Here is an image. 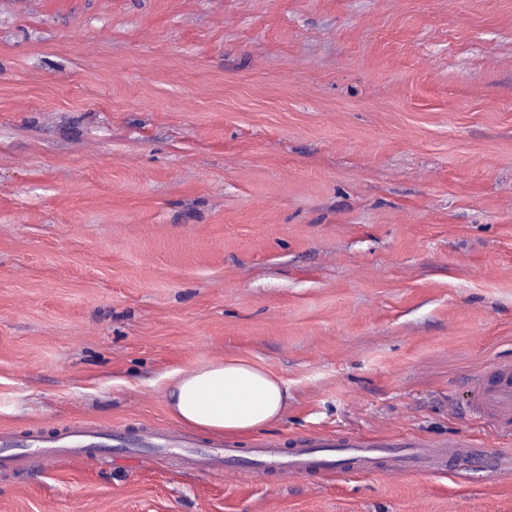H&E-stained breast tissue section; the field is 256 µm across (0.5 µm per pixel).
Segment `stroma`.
<instances>
[{"label": "stroma", "instance_id": "obj_1", "mask_svg": "<svg viewBox=\"0 0 512 512\" xmlns=\"http://www.w3.org/2000/svg\"><path fill=\"white\" fill-rule=\"evenodd\" d=\"M243 358L288 389L184 465L176 371ZM512 362V0H0V512H512V439L468 380ZM98 427L97 463L36 437ZM186 443L142 467L123 442ZM468 437L464 475L255 448ZM90 430L81 422H72L69 424L66 436L68 441L58 446H45L38 441L29 455L26 457L29 467L32 469H42L49 458L62 453H75L89 462L98 460L97 448H87L85 446L86 438L89 437ZM238 450L232 445H224V448H213L208 454L205 470L217 475H222L235 460Z\"/></svg>", "mask_w": 512, "mask_h": 512}]
</instances>
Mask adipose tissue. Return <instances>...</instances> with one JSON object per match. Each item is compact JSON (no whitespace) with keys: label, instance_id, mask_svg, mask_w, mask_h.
<instances>
[{"label":"adipose tissue","instance_id":"obj_1","mask_svg":"<svg viewBox=\"0 0 512 512\" xmlns=\"http://www.w3.org/2000/svg\"><path fill=\"white\" fill-rule=\"evenodd\" d=\"M169 408L183 425L225 436H251L276 423L288 390L266 369L227 359L179 371L167 391Z\"/></svg>","mask_w":512,"mask_h":512}]
</instances>
